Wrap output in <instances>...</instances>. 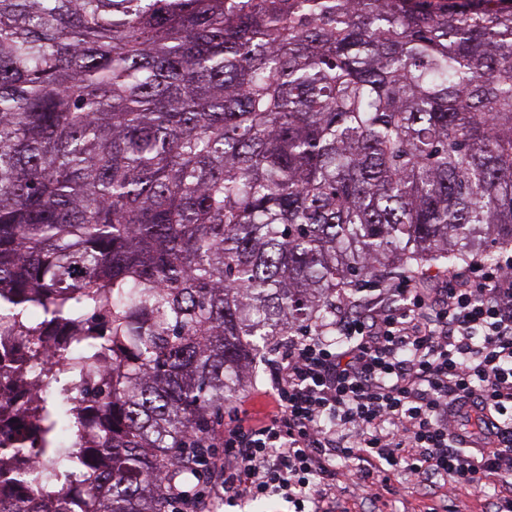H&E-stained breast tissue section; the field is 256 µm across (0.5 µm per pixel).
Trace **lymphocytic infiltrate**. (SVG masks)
<instances>
[{
	"label": "lymphocytic infiltrate",
	"mask_w": 512,
	"mask_h": 512,
	"mask_svg": "<svg viewBox=\"0 0 512 512\" xmlns=\"http://www.w3.org/2000/svg\"><path fill=\"white\" fill-rule=\"evenodd\" d=\"M339 345L302 328L269 361L275 411L230 417L171 488V512L278 497L293 512H336L347 483L371 501L403 471L449 494L512 485V253L472 258L432 290L402 278L336 317ZM347 470H340V463Z\"/></svg>",
	"instance_id": "obj_1"
}]
</instances>
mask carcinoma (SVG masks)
<instances>
[{"instance_id":"carcinoma-1","label":"carcinoma","mask_w":512,"mask_h":512,"mask_svg":"<svg viewBox=\"0 0 512 512\" xmlns=\"http://www.w3.org/2000/svg\"><path fill=\"white\" fill-rule=\"evenodd\" d=\"M446 2L0 0V319L61 385L0 512H168L254 337L512 245V8Z\"/></svg>"}]
</instances>
